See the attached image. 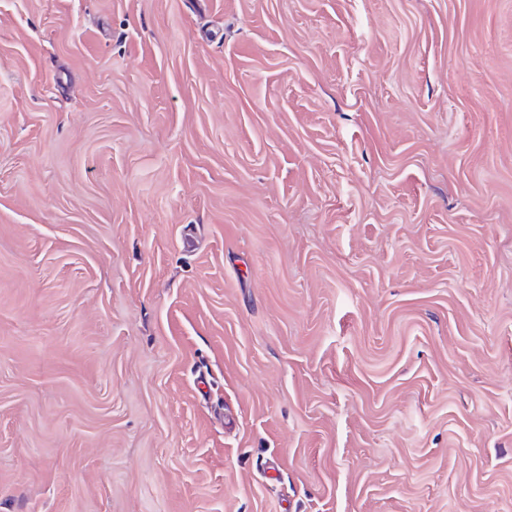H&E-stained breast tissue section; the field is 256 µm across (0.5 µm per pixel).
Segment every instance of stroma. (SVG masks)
<instances>
[{
    "label": "stroma",
    "instance_id": "stroma-1",
    "mask_svg": "<svg viewBox=\"0 0 512 512\" xmlns=\"http://www.w3.org/2000/svg\"><path fill=\"white\" fill-rule=\"evenodd\" d=\"M0 512H512V0H0Z\"/></svg>",
    "mask_w": 512,
    "mask_h": 512
}]
</instances>
